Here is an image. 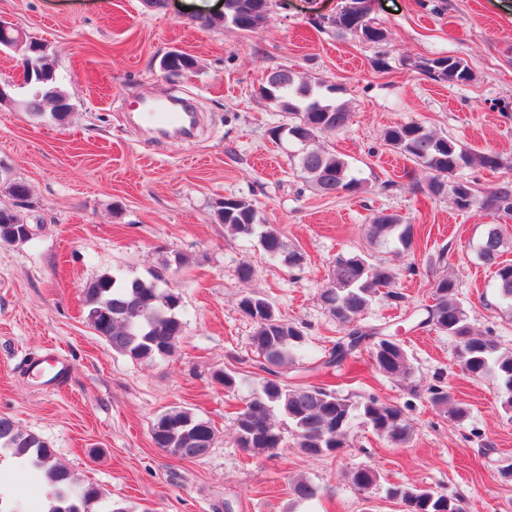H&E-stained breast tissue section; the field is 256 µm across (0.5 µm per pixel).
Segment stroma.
<instances>
[{"label":"stroma","mask_w":512,"mask_h":512,"mask_svg":"<svg viewBox=\"0 0 512 512\" xmlns=\"http://www.w3.org/2000/svg\"><path fill=\"white\" fill-rule=\"evenodd\" d=\"M345 3L270 0L263 27L245 32L225 24L212 0L161 8L144 0H0V17L46 46L71 103L62 120H32L18 105L23 70L0 51V80L11 82L14 97L0 105V173L28 186L22 213L37 228L30 243L0 246V416L42 438L78 482L99 490L93 512L115 503L127 512H401L386 494L396 484L461 495L466 512H512V476L504 473L512 413L500 407L498 384L466 373L445 333L412 330L408 319L448 273L459 280L472 326L512 347V308L499 302L494 272L477 255L494 219L431 195L422 169L403 177L407 160L383 141L386 128L419 122L506 161L497 170L462 169L460 178L484 191L512 179V0H372L371 15L389 34L384 71L372 67L377 46L328 27ZM201 15L212 25L200 26ZM173 50L194 57L195 69L179 77L162 70ZM439 55L467 61L473 81L435 82L408 67ZM281 65L335 86L347 103L344 130L319 134L311 146L348 160L362 193L314 191L298 164L301 144L273 137L286 117L258 90ZM176 94L204 115L194 139L154 140L129 123L140 100ZM389 178L398 186L386 193L380 184ZM227 196L253 204L303 263L269 259L256 239L229 234L215 214ZM382 211L411 219L410 248L370 241L367 228ZM360 253L388 265L406 296L398 306L376 298L362 322L397 327L414 375L401 381L375 371L365 350L354 365L309 380L356 403L375 395L403 407L411 440L393 444L357 420L350 447L335 455L308 457L289 433L276 454H248L235 442L237 416L261 372L239 298L265 296L301 327L304 351L320 357L340 331L320 294L337 255ZM178 255L184 264L170 284L184 329L174 353L135 361L113 352L86 321L85 285L104 273L148 278ZM244 266L252 271L246 281ZM38 361L64 362L62 384L39 377ZM227 369L239 378L232 392L215 379ZM438 382L466 418L450 419L430 401L426 389ZM175 407L211 421L205 456L178 459L153 443L154 421ZM363 466L380 476L368 496L349 477ZM298 479L315 486L313 498L294 497ZM0 488L24 507L52 505L48 483L6 450Z\"/></svg>","instance_id":"35a3bbf8"}]
</instances>
